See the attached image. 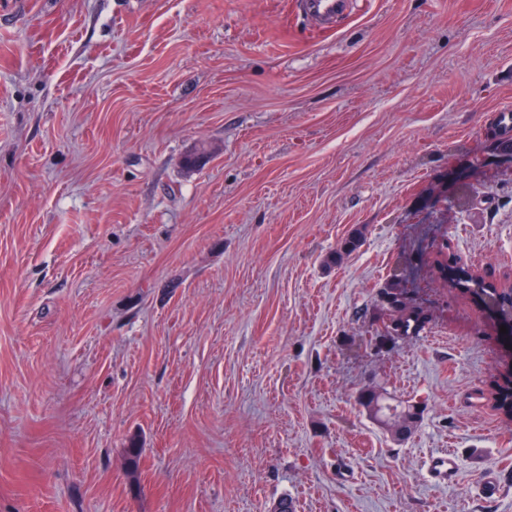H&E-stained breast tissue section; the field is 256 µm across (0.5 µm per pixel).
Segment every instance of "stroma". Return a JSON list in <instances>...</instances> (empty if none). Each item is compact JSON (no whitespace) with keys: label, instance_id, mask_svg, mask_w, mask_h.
Instances as JSON below:
<instances>
[{"label":"stroma","instance_id":"stroma-1","mask_svg":"<svg viewBox=\"0 0 512 512\" xmlns=\"http://www.w3.org/2000/svg\"><path fill=\"white\" fill-rule=\"evenodd\" d=\"M507 107L512 0H0V512H512V338L435 272L512 283ZM300 5L308 16L321 25L328 23L346 8L344 0H304ZM393 308L396 313L393 318L394 330L400 336L413 335L423 327L425 323L422 313L414 306H407L398 299L397 293H393ZM382 398V394L374 391V396L367 402L360 399V405L366 410L372 409L373 402ZM385 404L380 406L381 414L387 418V430L396 436L400 430L413 432L418 426L420 415L414 414L410 411V405H403L402 402H392L391 398L384 399ZM397 437V436H396ZM398 438V437H397ZM456 461L448 453H440L430 458L427 473L434 483L445 485L454 481Z\"/></svg>","mask_w":512,"mask_h":512}]
</instances>
